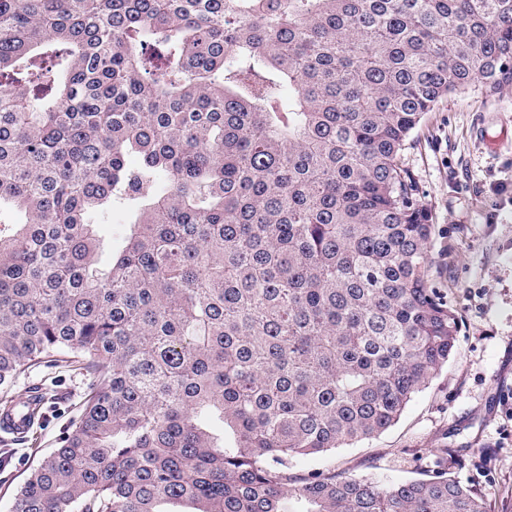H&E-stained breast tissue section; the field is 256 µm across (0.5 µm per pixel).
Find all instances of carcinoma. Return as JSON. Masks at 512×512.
Returning a JSON list of instances; mask_svg holds the SVG:
<instances>
[{
    "instance_id": "cac0c4a2",
    "label": "carcinoma",
    "mask_w": 512,
    "mask_h": 512,
    "mask_svg": "<svg viewBox=\"0 0 512 512\" xmlns=\"http://www.w3.org/2000/svg\"><path fill=\"white\" fill-rule=\"evenodd\" d=\"M476 83L512 85V0H0V388L88 380L11 512H487L445 472L288 475L453 355L401 154ZM132 212L123 208L109 210L103 219L98 220L99 235L102 240L100 266L107 267L125 244L129 224L133 221Z\"/></svg>"
}]
</instances>
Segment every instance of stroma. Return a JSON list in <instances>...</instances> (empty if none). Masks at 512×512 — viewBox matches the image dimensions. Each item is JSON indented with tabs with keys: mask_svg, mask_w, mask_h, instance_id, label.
<instances>
[{
	"mask_svg": "<svg viewBox=\"0 0 512 512\" xmlns=\"http://www.w3.org/2000/svg\"><path fill=\"white\" fill-rule=\"evenodd\" d=\"M402 164L433 216L429 282L458 317L455 352L394 426L306 467L386 481L446 471L487 512H512V87L489 96L475 84L441 99ZM133 219L123 208L101 219V266ZM36 387L44 420L26 437L0 436V512L75 419L86 384L71 368L41 366L8 393L19 401Z\"/></svg>",
	"mask_w": 512,
	"mask_h": 512,
	"instance_id": "1",
	"label": "stroma"
}]
</instances>
